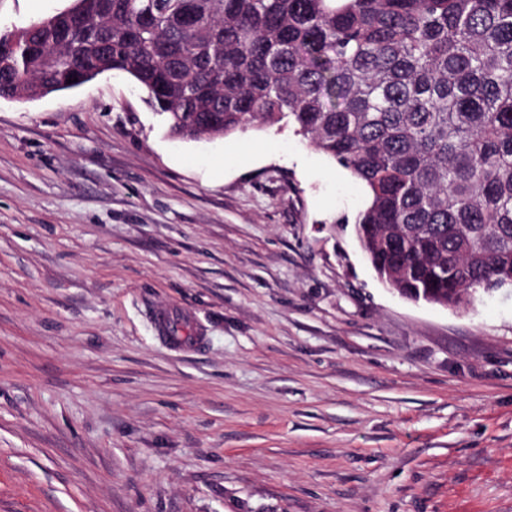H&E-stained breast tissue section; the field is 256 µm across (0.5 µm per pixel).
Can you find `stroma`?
<instances>
[{
  "mask_svg": "<svg viewBox=\"0 0 512 512\" xmlns=\"http://www.w3.org/2000/svg\"><path fill=\"white\" fill-rule=\"evenodd\" d=\"M366 201L285 124L171 139L121 72L0 98V512H512V287L390 291Z\"/></svg>",
  "mask_w": 512,
  "mask_h": 512,
  "instance_id": "obj_1",
  "label": "stroma"
}]
</instances>
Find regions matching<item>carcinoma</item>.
Segmentation results:
<instances>
[{"label":"carcinoma","mask_w":512,"mask_h":512,"mask_svg":"<svg viewBox=\"0 0 512 512\" xmlns=\"http://www.w3.org/2000/svg\"><path fill=\"white\" fill-rule=\"evenodd\" d=\"M10 37L0 98L118 71L175 139L291 124L364 185L389 287L460 308L512 286V0H75Z\"/></svg>","instance_id":"carcinoma-1"}]
</instances>
